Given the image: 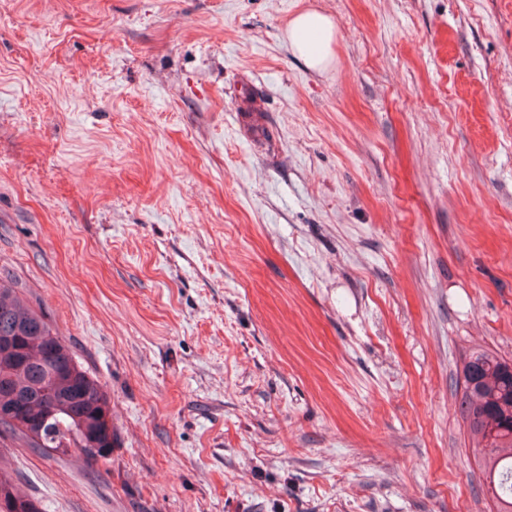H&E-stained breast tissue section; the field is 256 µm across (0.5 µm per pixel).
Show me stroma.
<instances>
[{
	"instance_id": "obj_1",
	"label": "stroma",
	"mask_w": 512,
	"mask_h": 512,
	"mask_svg": "<svg viewBox=\"0 0 512 512\" xmlns=\"http://www.w3.org/2000/svg\"><path fill=\"white\" fill-rule=\"evenodd\" d=\"M0 278L112 408L99 469L0 450L40 512H490L512 0H0ZM336 33V25L328 15L303 11L288 23L287 40L293 53L310 68L322 70L331 62ZM459 412L495 512H512V360L486 349L466 355ZM510 476L511 483L503 478Z\"/></svg>"
}]
</instances>
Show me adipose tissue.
<instances>
[{"label": "adipose tissue", "mask_w": 512, "mask_h": 512, "mask_svg": "<svg viewBox=\"0 0 512 512\" xmlns=\"http://www.w3.org/2000/svg\"><path fill=\"white\" fill-rule=\"evenodd\" d=\"M335 39L334 22L319 12H300L288 24L287 40L293 53L315 70L325 69L330 64Z\"/></svg>", "instance_id": "adipose-tissue-1"}]
</instances>
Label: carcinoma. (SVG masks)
<instances>
[{
	"label": "carcinoma",
	"mask_w": 512,
	"mask_h": 512,
	"mask_svg": "<svg viewBox=\"0 0 512 512\" xmlns=\"http://www.w3.org/2000/svg\"><path fill=\"white\" fill-rule=\"evenodd\" d=\"M19 338L17 350L0 344V411L15 400H27L24 412L8 421L0 417V441H18L50 455L55 441L78 434L85 448L75 447L60 456L76 457L93 468L107 462L112 442L105 430L112 421L104 386L82 367L73 350L54 335L45 317L16 289L0 283V337ZM459 412L466 426L471 452L485 479L494 512H512V360L486 349L466 355L461 368ZM51 386L57 403L51 415L39 398ZM0 512H39L36 500L23 491L11 472L0 467Z\"/></svg>",
	"instance_id": "1"
}]
</instances>
